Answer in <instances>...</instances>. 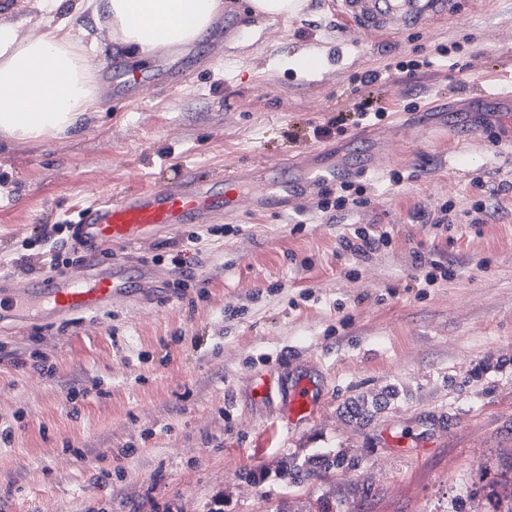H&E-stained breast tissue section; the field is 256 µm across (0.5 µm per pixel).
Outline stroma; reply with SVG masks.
<instances>
[{"label":"stroma","mask_w":512,"mask_h":512,"mask_svg":"<svg viewBox=\"0 0 512 512\" xmlns=\"http://www.w3.org/2000/svg\"><path fill=\"white\" fill-rule=\"evenodd\" d=\"M77 2L61 11L107 70L122 43L102 37L96 0ZM227 8L234 50L220 22L162 50L166 66L194 64L190 80L100 94L64 137L0 136V276L44 277L43 229L112 191L255 161L271 180L286 150L328 146L337 180L370 204L319 214L313 185L284 210L242 209L147 305L1 329L0 425L14 433L0 438V512H202L218 486L224 512H493L512 460V213L478 224L474 206H512V0H465L462 17L355 44L329 0H304L280 28L250 0ZM0 23L35 37L56 21L43 0H0ZM425 59L413 76L395 69ZM370 96L385 118L367 138L315 135ZM447 201L451 225H429ZM299 211L311 223L294 224ZM360 228L388 244L343 250ZM435 263L451 273L425 285ZM297 374L320 407L284 434L280 404L251 385ZM73 386L87 397L70 402Z\"/></svg>","instance_id":"stroma-1"}]
</instances>
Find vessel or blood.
<instances>
[{
  "instance_id": "vessel-or-blood-1",
  "label": "vessel or blood",
  "mask_w": 512,
  "mask_h": 512,
  "mask_svg": "<svg viewBox=\"0 0 512 512\" xmlns=\"http://www.w3.org/2000/svg\"><path fill=\"white\" fill-rule=\"evenodd\" d=\"M458 0H334L337 13L361 32L386 31L400 34L422 29L430 22L454 12ZM137 73L115 61L105 74L107 87L139 84ZM299 189L282 181L275 189L258 186L240 169L225 171L223 177L203 181L195 176L154 186L139 192H119L83 210L74 226L75 237L84 249L94 252L108 246L111 263L100 267L84 263L82 269L51 274L42 280L0 279V326L20 330L32 321L70 319L80 314L102 312L134 301L140 293L160 292L167 282V269L130 259L185 224H206L213 218L233 213L245 201L264 207H284ZM254 399L280 397L287 425L307 420L318 410V393L306 377L290 382H273L262 376L252 388Z\"/></svg>"
}]
</instances>
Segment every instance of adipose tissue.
I'll use <instances>...</instances> for the list:
<instances>
[{"instance_id":"1","label":"adipose tissue","mask_w":512,"mask_h":512,"mask_svg":"<svg viewBox=\"0 0 512 512\" xmlns=\"http://www.w3.org/2000/svg\"><path fill=\"white\" fill-rule=\"evenodd\" d=\"M224 9V0H108L112 30L140 59L193 43ZM97 43H82L70 22L51 35L21 36L0 24V134L19 141L76 130L94 106L98 85L89 61Z\"/></svg>"}]
</instances>
